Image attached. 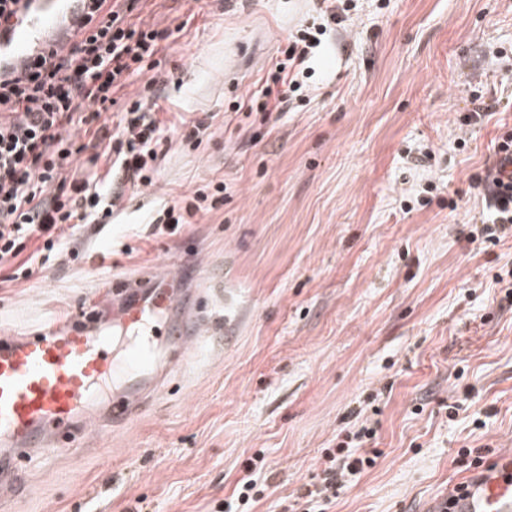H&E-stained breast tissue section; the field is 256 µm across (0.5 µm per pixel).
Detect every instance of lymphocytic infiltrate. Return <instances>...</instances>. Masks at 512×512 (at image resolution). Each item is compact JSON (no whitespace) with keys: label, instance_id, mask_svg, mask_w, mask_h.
Here are the masks:
<instances>
[{"label":"lymphocytic infiltrate","instance_id":"lymphocytic-infiltrate-1","mask_svg":"<svg viewBox=\"0 0 512 512\" xmlns=\"http://www.w3.org/2000/svg\"><path fill=\"white\" fill-rule=\"evenodd\" d=\"M139 2L91 0L81 40L56 45L10 78H0V268L12 265L30 241L50 251L65 226L104 224L111 218L104 180L76 167L85 150L111 159L109 177L135 187L152 184L150 164L159 157L163 137L151 106L134 101L114 131L105 120L127 80L143 72L145 60L160 52L165 38L134 21ZM315 11L318 24L299 30L289 42L286 61L276 63L261 91L258 111L287 108L322 36L340 24L344 8L337 0H318ZM494 150L492 165L476 183L492 215L481 233L496 244L512 238V133L499 137ZM324 458L325 477L308 498L335 495L346 475L374 463L350 445L326 449Z\"/></svg>","mask_w":512,"mask_h":512}]
</instances>
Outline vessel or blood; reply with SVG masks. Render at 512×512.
Listing matches in <instances>:
<instances>
[{"instance_id": "vessel-or-blood-1", "label": "vessel or blood", "mask_w": 512, "mask_h": 512, "mask_svg": "<svg viewBox=\"0 0 512 512\" xmlns=\"http://www.w3.org/2000/svg\"><path fill=\"white\" fill-rule=\"evenodd\" d=\"M21 16L0 26V66L9 68L46 47L47 31L77 21L84 0H23ZM108 288L120 304L112 330L99 327L93 309L25 335L0 332V494L16 486L21 464L36 449L63 452L80 446L95 412L125 423L144 407L156 377L151 372L157 328L177 348L198 338L200 313L172 323L177 303L152 278L126 276ZM429 512H512V450L472 474L463 489L438 497Z\"/></svg>"}]
</instances>
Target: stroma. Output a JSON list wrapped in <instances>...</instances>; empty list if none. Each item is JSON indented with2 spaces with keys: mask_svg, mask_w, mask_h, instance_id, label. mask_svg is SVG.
Here are the masks:
<instances>
[{
  "mask_svg": "<svg viewBox=\"0 0 512 512\" xmlns=\"http://www.w3.org/2000/svg\"><path fill=\"white\" fill-rule=\"evenodd\" d=\"M311 0H144L167 32L160 64L113 105L208 123L168 133L153 186L84 224L29 278L0 283V328L65 319L114 278L167 272L199 292L201 343L144 411L69 457L37 455L8 512H226L256 462L248 512H424L470 470L467 448H512V240H473V177L512 129L474 101L512 99V0H358L313 63L296 108L261 89ZM224 201L170 231L165 207L212 183ZM373 434L374 466L306 503L326 449Z\"/></svg>",
  "mask_w": 512,
  "mask_h": 512,
  "instance_id": "1",
  "label": "stroma"
}]
</instances>
